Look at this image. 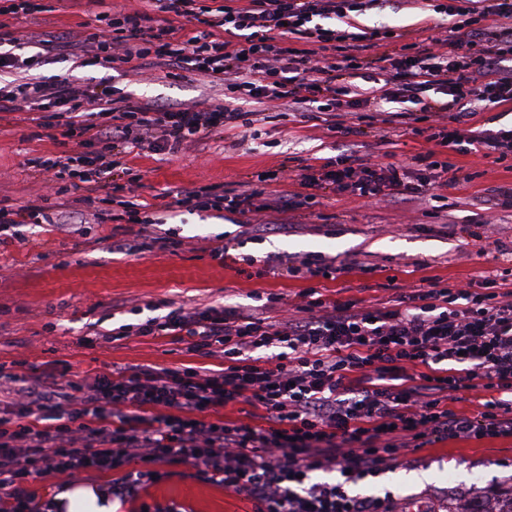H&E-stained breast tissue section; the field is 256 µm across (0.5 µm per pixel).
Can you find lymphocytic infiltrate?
<instances>
[{"label": "lymphocytic infiltrate", "mask_w": 512, "mask_h": 512, "mask_svg": "<svg viewBox=\"0 0 512 512\" xmlns=\"http://www.w3.org/2000/svg\"><path fill=\"white\" fill-rule=\"evenodd\" d=\"M422 3L446 18V38L434 48H396L387 28H374L362 37L384 46L378 67L356 54L362 37L339 24L382 8L384 0H225L214 8L201 0H158L165 24L137 8L102 12L101 32L87 37L28 34L29 56L18 52L21 39L1 18L28 15L30 0H8L0 5V74L79 50L106 67L142 70L161 62L203 74L223 82L228 102L162 110L127 99L117 107L107 93L64 78L0 85V112L41 110L47 138L83 147L30 159L38 176L55 183L76 178L85 190L71 211L1 207L0 234L36 218L69 236L107 220L150 232L158 219L118 197L138 186L134 178L116 181L117 157L126 149L201 145L234 128L240 114L230 108L233 100L303 108L325 115L329 129L353 135L356 127L337 125L336 114L374 109V98L354 81L373 82L379 69L388 75L385 99L413 104L426 121L415 133L433 148L417 156L416 172L360 157L308 166L296 176L300 192L280 196L277 208H311L327 188L389 202L455 186L460 170L436 160L438 147L512 156V128L464 126L473 103L512 105V0ZM182 22L195 28L185 40ZM442 112L451 113V122L439 121ZM260 195L254 189L228 197L202 186L175 204L251 210ZM102 201L118 212L106 214ZM280 265L289 277L310 282L294 300L271 294L256 306L176 307L103 336H171L221 367L115 366L66 382L0 367V512H63L55 499L36 500L31 482L91 472L113 473L107 496L134 512H185L177 502L145 500L150 487L168 479V464L193 466L194 479L246 495L256 512H398L396 498L351 495L343 484L315 482L310 474L336 467L346 481H358L436 441L512 438V284L493 275L424 279L393 302L366 306L320 291L318 280L340 272L335 259L287 257ZM478 387L491 392L479 412H456L457 393ZM236 404L250 406L246 419H224L223 409Z\"/></svg>", "instance_id": "lymphocytic-infiltrate-1"}]
</instances>
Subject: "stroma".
Here are the masks:
<instances>
[{
    "label": "stroma",
    "instance_id": "obj_1",
    "mask_svg": "<svg viewBox=\"0 0 512 512\" xmlns=\"http://www.w3.org/2000/svg\"><path fill=\"white\" fill-rule=\"evenodd\" d=\"M35 9L14 21L20 33L36 30L57 36L74 31L93 33L103 11L139 8L154 12L151 0H32ZM362 31L390 27L402 42H419L446 34L427 20L416 0H386L384 7L350 21ZM42 76L62 75L91 90L176 109L192 103H220L224 87L201 74L167 75L157 67L146 72L128 67L104 68L91 56L61 55L41 68ZM260 112L253 127L257 139H242L240 129L226 130L206 144L177 152L132 150L125 161L141 177L136 192L150 213L168 215L169 227L183 237L180 248L162 249L135 235L134 226L107 223L90 229L91 243L74 247L70 237L46 224L19 226L18 238L0 243V365L12 369L25 360L38 372L69 378L91 376L117 364L213 367L214 361L187 352L173 337L133 336L103 348L94 333L137 322L130 306L146 301H172L187 308L221 304H254L256 296L278 293L294 297L304 284L285 277L256 276L253 267H224L211 257L209 245L224 240L243 255L276 261L282 255H321L346 265V273L326 281L331 299H357L371 305L396 296L387 285L418 283L424 277L467 281L484 272L507 268L506 260L477 256L478 242L470 225L485 220L500 225L503 241L512 242V207L498 205L500 190L512 187V156L497 161L479 154L457 155L453 161L465 181L449 188L446 207L420 197L407 202L376 203L324 191L316 206L291 215V229H274V213L186 210L175 207L177 192L211 185L234 195L262 187L266 197L293 191L292 175L305 166L336 158L360 156L414 170L416 154L426 151L423 137L411 131L412 120L398 112L345 115L358 136L330 131L305 112L280 114L251 103ZM32 113L0 112V207H19L46 194L28 161L58 151L48 138H37ZM285 170L284 178L258 183L260 174ZM270 223L259 236L245 225ZM126 240L129 250H115L103 236ZM163 483L150 487L151 497L173 500L191 512H255L245 495L182 477L181 466ZM452 483H444L445 474ZM353 495L394 493L404 499V512H455L457 506L512 493V439L439 442L404 455L378 476L349 485Z\"/></svg>",
    "mask_w": 512,
    "mask_h": 512
}]
</instances>
